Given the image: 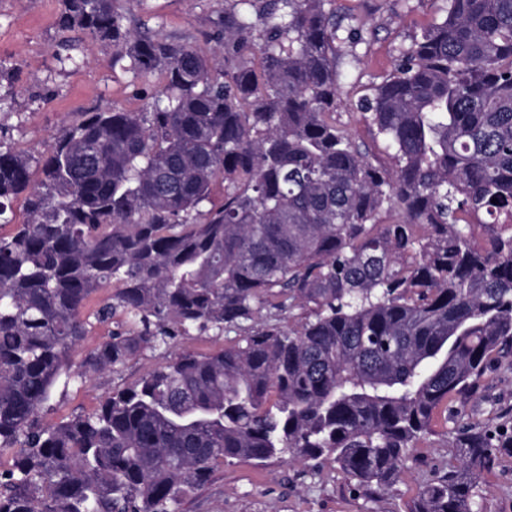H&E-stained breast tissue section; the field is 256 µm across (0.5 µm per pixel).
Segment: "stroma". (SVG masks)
Wrapping results in <instances>:
<instances>
[{
	"label": "stroma",
	"mask_w": 512,
	"mask_h": 512,
	"mask_svg": "<svg viewBox=\"0 0 512 512\" xmlns=\"http://www.w3.org/2000/svg\"><path fill=\"white\" fill-rule=\"evenodd\" d=\"M440 0H336V15L357 29L351 66L343 68L336 106L360 151L383 169L393 162L381 139L361 119V105L394 74L399 57L422 31L441 18ZM224 0H122L125 24L204 45ZM59 0H0V137L21 151L42 152L79 113L116 104L139 110L159 76L141 78L128 61L113 62L112 45L81 31L61 33ZM237 332L174 337L167 349L144 351L117 373H105L58 397L42 421L54 424L94 410L112 388L138 380L169 356L208 353L233 344ZM462 415L512 423V369L492 372L478 392L458 405ZM453 420L438 412L430 434L404 463L388 491L367 492L341 470L313 461L277 458L225 465L184 505L185 512H407L435 468L457 465ZM472 512H512V455L500 457L477 480Z\"/></svg>",
	"instance_id": "35a3bbf8"
}]
</instances>
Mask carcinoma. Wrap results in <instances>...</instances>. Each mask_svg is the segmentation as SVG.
<instances>
[{
	"mask_svg": "<svg viewBox=\"0 0 512 512\" xmlns=\"http://www.w3.org/2000/svg\"><path fill=\"white\" fill-rule=\"evenodd\" d=\"M444 2L364 106L388 171L336 124L335 0H224L209 54L131 30L118 0H60L61 29L164 82L46 153L0 139V512H181L224 464L285 454L386 490L441 409L459 465L409 512H472L512 449L454 409L512 367V0ZM212 329L243 336L40 421L57 390Z\"/></svg>",
	"mask_w": 512,
	"mask_h": 512,
	"instance_id": "obj_1",
	"label": "carcinoma"
}]
</instances>
